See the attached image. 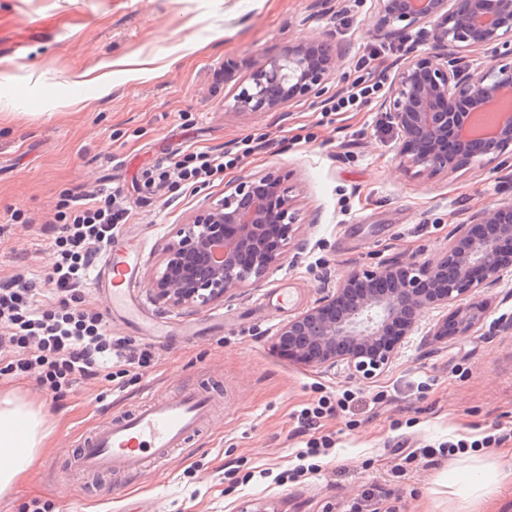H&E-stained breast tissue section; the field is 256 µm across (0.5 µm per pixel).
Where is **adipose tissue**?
I'll list each match as a JSON object with an SVG mask.
<instances>
[{
    "label": "adipose tissue",
    "instance_id": "obj_1",
    "mask_svg": "<svg viewBox=\"0 0 512 512\" xmlns=\"http://www.w3.org/2000/svg\"><path fill=\"white\" fill-rule=\"evenodd\" d=\"M50 434L41 409L14 393L0 396V494L9 492ZM507 473L482 463L456 466L448 474V492L471 505L492 493Z\"/></svg>",
    "mask_w": 512,
    "mask_h": 512
}]
</instances>
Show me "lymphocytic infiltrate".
<instances>
[{
	"mask_svg": "<svg viewBox=\"0 0 512 512\" xmlns=\"http://www.w3.org/2000/svg\"><path fill=\"white\" fill-rule=\"evenodd\" d=\"M237 158L191 151L154 164L146 170V180L158 188L192 187L233 168ZM127 218L119 189L71 195L57 217L53 260L44 278L19 273L0 282L1 377L33 375L47 391L61 394L90 380L133 386L156 366L154 350L112 335L104 315L83 300L97 254ZM355 399L347 390L299 410L296 433L306 443L296 454L293 476L317 471L316 457L327 455L334 445L331 436L319 435L321 420L348 411Z\"/></svg>",
	"mask_w": 512,
	"mask_h": 512,
	"instance_id": "obj_1",
	"label": "lymphocytic infiltrate"
}]
</instances>
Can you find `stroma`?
<instances>
[{"label":"stroma","mask_w":512,"mask_h":512,"mask_svg":"<svg viewBox=\"0 0 512 512\" xmlns=\"http://www.w3.org/2000/svg\"><path fill=\"white\" fill-rule=\"evenodd\" d=\"M374 0H0V222L27 221L0 241V281L25 266L41 274L51 261L56 213L74 191L116 187L130 209L124 225L145 250L135 294L146 315L197 325V336H147L121 319L113 335L153 346L155 368L140 385L98 401L90 381L61 396L35 379L0 378L46 414L51 435L26 475L0 497V512H25L38 497L53 512H457L448 471L477 458L512 468V440L440 452L448 440L512 431V276L482 289V329L431 336L441 310L425 312L393 362L365 379L339 366H304L281 355L272 338L357 267L429 258L456 224L489 204L512 199V159H484L430 177L406 168L398 141L374 104L325 114L316 99L282 112H230L251 59L307 38L341 56L331 84L352 92L392 80L414 33L387 36L373 21ZM371 65L360 59L371 51ZM259 148L205 185L155 189L143 171L184 150ZM280 171L298 214L291 256L262 286L207 307L155 302L151 278L178 225L223 201L246 175ZM284 289L287 306L261 295ZM224 323L211 325V313ZM211 384L218 398L211 428L164 472L143 471L93 484H71L80 436L108 415L134 407L144 391L176 395ZM355 389L349 412L324 420L336 439L316 473L279 485L259 470L292 468L302 446L295 414L326 391ZM384 403H375L376 394ZM407 441L434 447L409 457Z\"/></svg>","instance_id":"1"}]
</instances>
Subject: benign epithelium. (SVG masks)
<instances>
[{"label": "benign epithelium", "mask_w": 512, "mask_h": 512, "mask_svg": "<svg viewBox=\"0 0 512 512\" xmlns=\"http://www.w3.org/2000/svg\"><path fill=\"white\" fill-rule=\"evenodd\" d=\"M374 25L416 31L430 51L413 49L378 110L398 136L403 162L429 175L461 170L478 157L512 155V0H375ZM461 48L489 62L457 60ZM339 54L301 39L249 65L228 112H279L301 97L321 98ZM296 217L286 178L247 175L224 202L181 225L152 279L155 297L201 307L240 288L260 286L285 258ZM512 273V202L493 203L424 261H387L353 271L313 307L285 322L273 346L308 367L344 365L364 377L386 367L424 310L450 308L434 335L462 336L487 317L481 289Z\"/></svg>", "instance_id": "1"}]
</instances>
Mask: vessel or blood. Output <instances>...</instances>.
I'll list each match as a JSON object with an SVG mask.
<instances>
[{
  "instance_id": "1",
  "label": "vessel or blood",
  "mask_w": 512,
  "mask_h": 512,
  "mask_svg": "<svg viewBox=\"0 0 512 512\" xmlns=\"http://www.w3.org/2000/svg\"><path fill=\"white\" fill-rule=\"evenodd\" d=\"M140 255L138 240L114 236L105 248L94 283L112 298L109 315L130 323L139 320L130 296ZM208 392L191 388L174 398L142 396L134 410L102 420L81 442L71 459L79 471L105 474L114 470L135 477L150 468L164 470L173 453L210 423Z\"/></svg>"
}]
</instances>
